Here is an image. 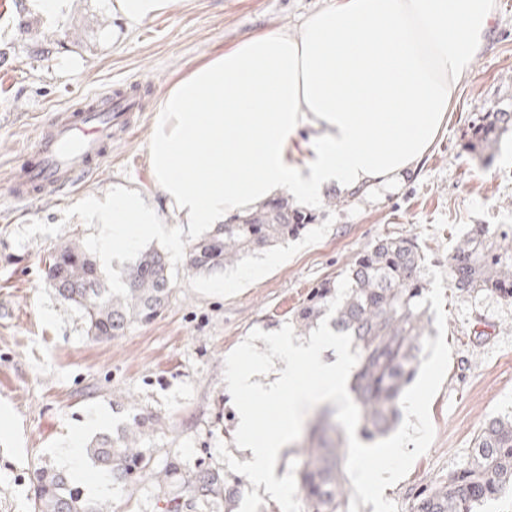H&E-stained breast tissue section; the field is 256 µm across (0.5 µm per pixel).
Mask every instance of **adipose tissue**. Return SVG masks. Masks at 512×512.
Returning a JSON list of instances; mask_svg holds the SVG:
<instances>
[{
    "label": "adipose tissue",
    "mask_w": 512,
    "mask_h": 512,
    "mask_svg": "<svg viewBox=\"0 0 512 512\" xmlns=\"http://www.w3.org/2000/svg\"><path fill=\"white\" fill-rule=\"evenodd\" d=\"M497 10L498 0H326L298 33L215 50L156 108L148 156L163 207L123 186L82 202L101 230L100 253L135 249L167 213L216 225L284 192L314 206L330 186L350 195L403 180L447 126ZM266 345L287 368L261 384L254 368L234 363L226 384L250 399L237 424L251 480L280 496L286 487L275 464L294 430L260 433L255 405L292 395L296 422L317 400L344 402L354 362L328 327L303 339L284 330ZM331 350L335 359H326ZM307 369L317 381L299 386Z\"/></svg>",
    "instance_id": "adipose-tissue-1"
}]
</instances>
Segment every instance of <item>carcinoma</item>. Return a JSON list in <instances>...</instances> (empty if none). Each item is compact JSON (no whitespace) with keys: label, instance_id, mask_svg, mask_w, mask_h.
<instances>
[{"label":"carcinoma","instance_id":"obj_1","mask_svg":"<svg viewBox=\"0 0 512 512\" xmlns=\"http://www.w3.org/2000/svg\"><path fill=\"white\" fill-rule=\"evenodd\" d=\"M512 132L511 112H486L471 128L468 149L482 154ZM314 214L283 198L227 224H218L194 242L186 268L195 274L224 272L245 257L300 235ZM424 256L409 237H382L363 249L341 280L326 279L308 294L292 321L309 332L326 313L338 336L352 340L356 354L351 393L358 404L361 433L367 439L387 434L399 416V401L417 376L429 320L421 277ZM45 280L65 303L79 310L87 335L106 342L123 336L134 322L149 323L172 293L165 255L148 250L129 267L125 288L112 291L91 255L78 240L60 246L44 269ZM451 287L461 293H496L512 298V232L474 224L455 245L448 263ZM328 414L311 429L296 476L303 512H350V493L342 471L344 449L329 433ZM144 425L105 433L86 448L112 484L132 487L148 477L159 484L177 469L160 468L142 448ZM243 481L217 469L188 473L165 499L164 512H197L210 499L232 498ZM512 495V418L493 417L474 439L470 462L448 480L426 486L408 512H478L493 499ZM33 512H111L99 500L83 497L67 474L37 468Z\"/></svg>","mask_w":512,"mask_h":512}]
</instances>
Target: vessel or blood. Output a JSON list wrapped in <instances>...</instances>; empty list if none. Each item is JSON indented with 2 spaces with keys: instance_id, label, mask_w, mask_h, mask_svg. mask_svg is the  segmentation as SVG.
Wrapping results in <instances>:
<instances>
[{
  "instance_id": "vessel-or-blood-1",
  "label": "vessel or blood",
  "mask_w": 512,
  "mask_h": 512,
  "mask_svg": "<svg viewBox=\"0 0 512 512\" xmlns=\"http://www.w3.org/2000/svg\"><path fill=\"white\" fill-rule=\"evenodd\" d=\"M107 93L87 98L84 108L58 113L42 128L30 160L9 191L25 199L34 190L74 184L78 175L105 157L112 145V106Z\"/></svg>"
}]
</instances>
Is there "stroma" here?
Instances as JSON below:
<instances>
[{
    "label": "stroma",
    "instance_id": "35a3bbf8",
    "mask_svg": "<svg viewBox=\"0 0 512 512\" xmlns=\"http://www.w3.org/2000/svg\"><path fill=\"white\" fill-rule=\"evenodd\" d=\"M324 0H172L170 9L130 31L113 32L106 0H68L52 14L44 0H0V512H33L38 467L56 469L53 450L86 444L83 428L104 413L101 431L146 420L154 461L178 460L249 477L236 425L241 398L227 391L230 360L265 361V376L282 366L265 340L291 327L292 315L322 279L339 274L358 252L385 236L415 238L425 256L433 334L407 404L389 437L371 440L368 460L395 471L382 500L352 491V512H407L423 487L467 465L473 438L486 420L512 415V300L469 297L448 285V256L471 225L512 226V139L476 157L465 150L483 113L512 108V0H499L486 46L461 83L448 129L420 169L400 185L367 196H341L337 206L314 207L316 220L269 254L245 258L221 275L186 269L187 247L203 226L166 217L146 241L164 252L174 292L159 316L133 325L109 342L91 340L80 313L46 284L44 264L64 242L94 251L97 225L79 204L111 194L113 186L163 201L148 161L158 100L215 49L242 37L296 31L302 16ZM138 85L130 129H117L112 151L71 186L19 201L8 190L33 151L41 127L57 112L97 92ZM183 248L171 250L169 236ZM258 277L241 280L250 268ZM237 287H229V280ZM288 447L278 471L287 497L248 484L235 512H302ZM165 489L142 481L115 487L112 512H160Z\"/></svg>",
    "mask_w": 512,
    "mask_h": 512
}]
</instances>
